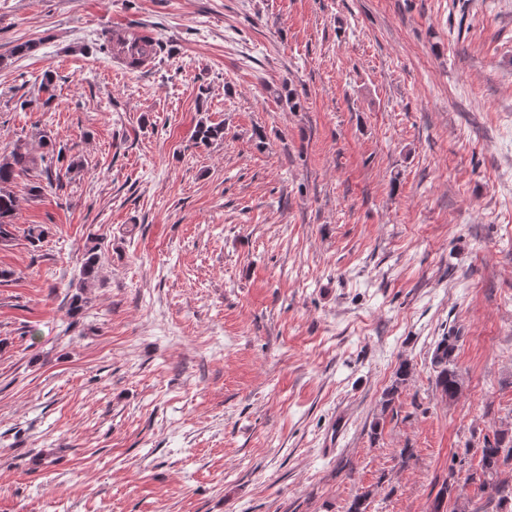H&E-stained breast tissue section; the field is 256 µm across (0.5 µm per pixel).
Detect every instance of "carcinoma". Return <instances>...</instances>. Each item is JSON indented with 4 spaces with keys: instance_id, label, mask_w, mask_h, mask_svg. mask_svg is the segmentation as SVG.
Returning <instances> with one entry per match:
<instances>
[{
    "instance_id": "carcinoma-1",
    "label": "carcinoma",
    "mask_w": 512,
    "mask_h": 512,
    "mask_svg": "<svg viewBox=\"0 0 512 512\" xmlns=\"http://www.w3.org/2000/svg\"><path fill=\"white\" fill-rule=\"evenodd\" d=\"M106 48L111 54L122 57L130 64L142 66L156 59L164 51V45L139 31L125 30L114 32L106 37ZM224 139V126L199 122L195 129V144L208 145ZM40 153L29 148L28 143L18 142L9 154L0 156V244H7L15 238V217L18 210V197L11 189L15 180L23 177L26 180L27 194L36 198L41 196L45 187L56 192H66L65 177L78 167L73 155L72 146L56 141L49 135H39ZM48 235V227L43 224H30L23 230L24 238L33 248ZM100 246L94 243L86 247L82 258L83 282L93 281L98 277L100 265ZM458 336L450 332L444 334L436 343L432 354V365L435 372L436 387L442 395L453 399L461 390V379L455 368V351ZM512 461V428H503L494 434V441H485L480 449L478 466L484 476L483 484L491 488L498 497L499 505L505 507L512 504V486L506 483H491L500 468ZM457 485L454 473H449L448 482L444 483L438 493L433 512H441L445 498H455L453 512H467V506L456 495Z\"/></svg>"
}]
</instances>
